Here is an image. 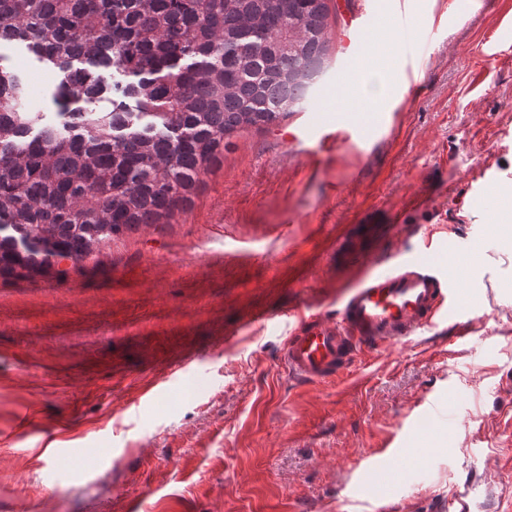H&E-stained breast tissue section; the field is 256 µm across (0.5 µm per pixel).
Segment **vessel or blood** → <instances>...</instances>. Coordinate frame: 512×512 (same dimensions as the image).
Returning <instances> with one entry per match:
<instances>
[{
  "label": "vessel or blood",
  "instance_id": "vessel-or-blood-1",
  "mask_svg": "<svg viewBox=\"0 0 512 512\" xmlns=\"http://www.w3.org/2000/svg\"><path fill=\"white\" fill-rule=\"evenodd\" d=\"M447 307L446 282L435 264L400 260L389 272L367 273L342 297L335 317L302 321L283 347V361L298 382L337 380L361 351L403 341Z\"/></svg>",
  "mask_w": 512,
  "mask_h": 512
}]
</instances>
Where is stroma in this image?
I'll use <instances>...</instances> for the list:
<instances>
[{
  "label": "stroma",
  "instance_id": "1",
  "mask_svg": "<svg viewBox=\"0 0 512 512\" xmlns=\"http://www.w3.org/2000/svg\"><path fill=\"white\" fill-rule=\"evenodd\" d=\"M304 111L234 135L173 223L65 277L0 278V512H512V0H337ZM380 35L361 45L357 11ZM389 79L374 111L348 63ZM56 120L57 70L0 45ZM434 251L435 325L295 382L298 314ZM191 374L141 395L172 365ZM427 427V463L392 470ZM505 491L502 500L488 487Z\"/></svg>",
  "mask_w": 512,
  "mask_h": 512
}]
</instances>
